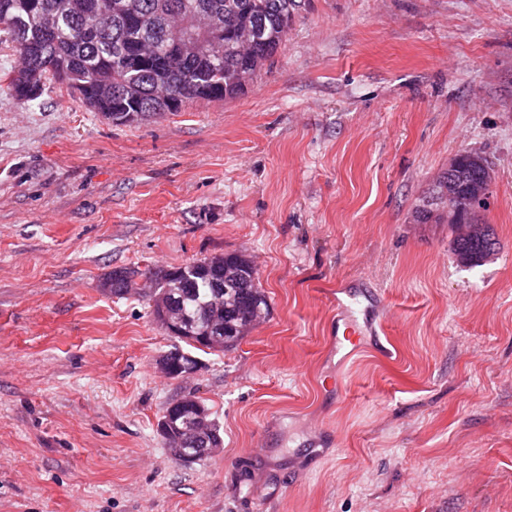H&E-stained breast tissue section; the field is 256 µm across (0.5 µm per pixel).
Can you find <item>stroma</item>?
Masks as SVG:
<instances>
[{"mask_svg": "<svg viewBox=\"0 0 512 512\" xmlns=\"http://www.w3.org/2000/svg\"><path fill=\"white\" fill-rule=\"evenodd\" d=\"M469 148L472 268L411 221ZM232 251L270 314L169 379L147 288L102 282ZM189 393L224 446L181 464L157 422ZM0 512H512V0H311L244 94L130 126L0 88Z\"/></svg>", "mask_w": 512, "mask_h": 512, "instance_id": "stroma-1", "label": "stroma"}]
</instances>
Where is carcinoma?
Segmentation results:
<instances>
[{
  "label": "carcinoma",
  "mask_w": 512,
  "mask_h": 512,
  "mask_svg": "<svg viewBox=\"0 0 512 512\" xmlns=\"http://www.w3.org/2000/svg\"><path fill=\"white\" fill-rule=\"evenodd\" d=\"M30 0H0V34L13 44L21 59L17 69L0 73V87L20 104L31 100L22 91L27 76L28 46L40 47L37 58L42 81L54 79L92 112L116 125L179 112L197 100H224L243 92L266 65L272 63L286 40L295 13L305 0H81L83 13L70 9L72 0H37L42 13L58 20L51 34L36 18L18 28ZM215 25L190 44L183 56L164 52L165 43L180 31L199 32L195 18ZM154 45L161 55L133 68L125 53L132 47ZM481 167L466 160L455 175L463 184L476 182ZM480 229L458 234L455 252L482 253L487 241ZM153 276L154 296L175 304L182 316L183 336L173 349L180 369L197 364L191 350L199 336L217 327L224 330V350L237 346L255 325V317L268 312L267 296L251 256L231 252L187 262L179 267L141 271L122 268L107 277L112 294L122 296L140 277ZM224 286V293L217 287ZM188 349H183L179 343ZM207 447L224 445L223 429L208 413Z\"/></svg>",
  "instance_id": "cac0c4a2"
}]
</instances>
